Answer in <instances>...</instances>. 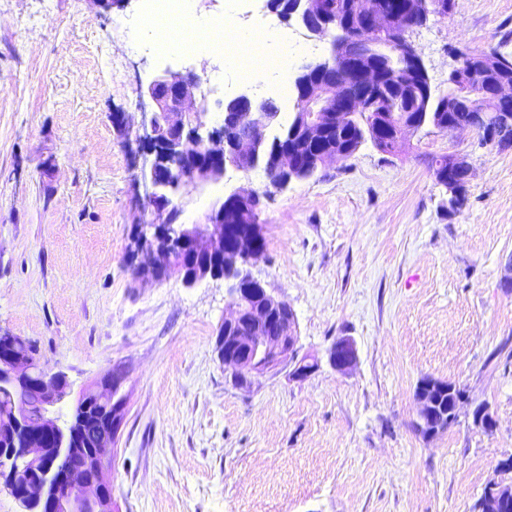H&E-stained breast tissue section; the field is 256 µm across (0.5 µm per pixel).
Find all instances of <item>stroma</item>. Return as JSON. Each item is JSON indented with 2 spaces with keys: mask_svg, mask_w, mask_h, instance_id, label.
I'll list each match as a JSON object with an SVG mask.
<instances>
[{
  "mask_svg": "<svg viewBox=\"0 0 512 512\" xmlns=\"http://www.w3.org/2000/svg\"><path fill=\"white\" fill-rule=\"evenodd\" d=\"M143 9L0 0V334L65 374L64 417L87 386L124 372L118 512H473L489 482L512 483L499 472L512 456V148L425 128L399 156L367 142L273 193L251 272L291 306L298 354L319 368L302 381L236 375L216 351L225 281L138 280L127 262L150 213L112 113L139 123L142 86L168 68L200 75L208 125L224 117L214 56L154 51ZM410 39L447 90L453 50L512 55V0H458ZM451 152L474 168L453 214L431 169ZM243 185L267 179L230 169L187 188L182 222ZM341 337L358 352L345 372L328 361ZM424 377L468 396L431 438L416 429ZM482 403L493 431L472 422Z\"/></svg>",
  "mask_w": 512,
  "mask_h": 512,
  "instance_id": "1",
  "label": "stroma"
}]
</instances>
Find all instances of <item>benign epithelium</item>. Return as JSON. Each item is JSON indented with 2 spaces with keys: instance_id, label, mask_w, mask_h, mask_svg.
<instances>
[{
  "instance_id": "1",
  "label": "benign epithelium",
  "mask_w": 512,
  "mask_h": 512,
  "mask_svg": "<svg viewBox=\"0 0 512 512\" xmlns=\"http://www.w3.org/2000/svg\"><path fill=\"white\" fill-rule=\"evenodd\" d=\"M291 14L308 31L331 38L326 0H292ZM427 14L399 27L394 17L382 12L367 16L365 26L389 35L387 48L410 59L402 71L403 81L421 85L428 79L424 63L409 39V33L422 25ZM333 56L340 62L342 79L308 81L312 66L300 67L294 84L299 90L302 112L297 114L300 133L312 143L322 142L340 121L368 109L367 97H349L351 84L374 93L382 86L379 71L368 64V53L361 41L349 34L332 42ZM456 65L448 77L455 89L450 97L454 107L476 113L475 124H455L448 131L479 129L480 144L498 148L512 145V82L504 79L483 90L472 89V76L491 67L502 68L504 62L482 53L459 51ZM232 111L224 113L223 125L210 127L204 120L208 113L207 98L199 75L163 70L148 84L142 95L141 130L136 132L138 157L141 160L143 200L154 219L134 226L129 264L138 276L148 275L155 265L167 264L171 274L193 286L207 278H224V267L236 262L243 269L242 280L229 285L231 312L220 325L217 344L219 357L239 371L265 376L283 367L297 380L306 379L317 367V360L298 357L297 320L290 305L270 294L255 278L250 260L261 254L255 245L260 234L258 224L224 223V200H217L200 224L181 222L182 205L160 193L159 173L175 169L187 186L197 187L224 181V163L244 168L267 138L278 112L270 99H257L241 93L227 102ZM419 128L405 123L392 131L381 124L370 129V138L378 150L392 155L408 141V134ZM277 173L275 190L291 183L298 164L292 152L282 150L274 157ZM329 362L339 371L351 369L357 362V348L349 338L337 340L329 350ZM61 374L48 375L27 356L6 353L0 356V386L26 382L40 395L42 413L34 419L29 409L11 405L5 422L24 431L17 444L0 448V484L12 496L20 512H112V480L109 468L110 437H103L98 448H80L77 460L62 459L47 470L41 469L46 452L44 445L61 435L56 416L66 393L60 385ZM101 385L111 390L101 394L91 389L95 403L112 422L117 434L123 420V407L113 390L121 387V376ZM420 430L432 437L435 427L432 404L428 396L417 397ZM512 507V485L499 482L491 486L480 500L478 512H505Z\"/></svg>"
}]
</instances>
